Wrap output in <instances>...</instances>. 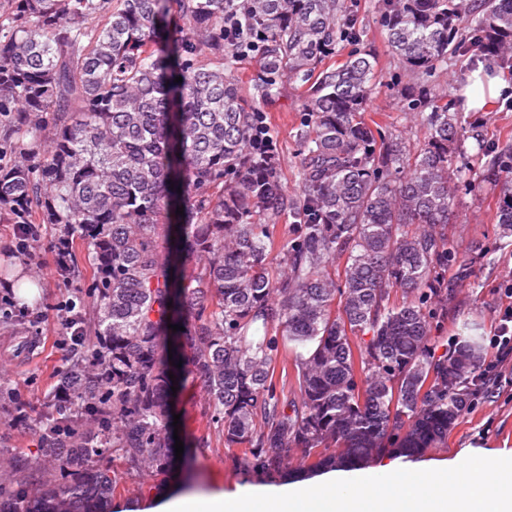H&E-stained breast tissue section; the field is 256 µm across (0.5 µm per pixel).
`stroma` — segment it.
Masks as SVG:
<instances>
[{
    "mask_svg": "<svg viewBox=\"0 0 512 512\" xmlns=\"http://www.w3.org/2000/svg\"><path fill=\"white\" fill-rule=\"evenodd\" d=\"M351 3L357 18L353 44L374 57L385 81L380 93L368 102L365 118L380 123L384 132L413 137L415 131L402 110L400 96L407 78L387 46L379 0ZM305 94L300 82L288 81L283 84L279 98L263 107L276 145L282 183L292 197L299 193L300 157L295 132ZM458 112L466 137L461 146L450 151L452 165L476 162L479 141L512 137V101L505 96L491 99L480 112L468 110L466 101H459ZM499 194V189L489 186L478 193L462 191L457 195L448 237L460 252L472 258L473 267L471 276L464 280L453 272L448 275L455 299L438 324L439 342H447L456 335L462 322L475 325L484 337L490 336L496 323L504 298L502 286L512 282V246L500 247L494 221ZM38 230L36 258L26 262L8 248L11 225L0 223V265L26 266L38 280L37 296L31 300L15 298L20 316L0 325V383L20 392V408L27 415L26 422L16 426L10 415L0 409V451L29 461L40 454L32 428L45 409L67 354L58 344L61 327L56 307L74 293L71 285L56 276L50 225H39ZM174 410L181 416L178 435L184 444L188 477L181 479L159 472L150 474L142 484L118 487L112 495L110 512H154L160 502L176 498L233 497L250 489L269 487V480L245 475L235 468L237 451L225 446L222 436L212 427L200 385L179 389L174 397ZM478 452L512 454L511 368L506 370L500 387L480 394L475 405L461 413L445 445L411 457L409 463L419 470L442 467Z\"/></svg>",
    "mask_w": 512,
    "mask_h": 512,
    "instance_id": "1",
    "label": "stroma"
}]
</instances>
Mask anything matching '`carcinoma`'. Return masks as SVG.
<instances>
[{
  "label": "carcinoma",
  "instance_id": "cac0c4a2",
  "mask_svg": "<svg viewBox=\"0 0 512 512\" xmlns=\"http://www.w3.org/2000/svg\"><path fill=\"white\" fill-rule=\"evenodd\" d=\"M379 9L418 83L406 97L415 143L365 122L382 84L370 55L322 67L348 37V0H0V223L52 225L55 241L86 245L93 270L71 256L58 271L79 281L83 343L35 430L42 461L0 454V512H109L119 485L180 473L174 380L202 385L224 445L241 449L234 462L258 478L447 441L479 390L481 337L462 325L450 353L431 331L452 299L448 267L471 271L445 231L453 186L480 185L449 163L461 126L436 79L466 46L512 61V0ZM226 14L256 50L224 42ZM246 51L249 95L235 77ZM287 80L308 87L298 199L261 143L258 102ZM481 151L512 238V145ZM285 212L294 235L274 268ZM109 450L120 469L103 463Z\"/></svg>",
  "mask_w": 512,
  "mask_h": 512
}]
</instances>
